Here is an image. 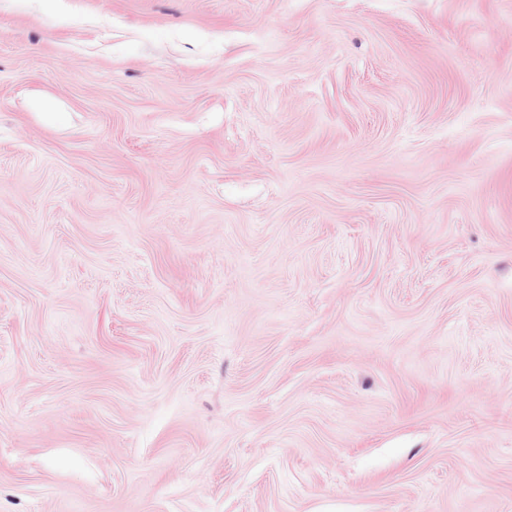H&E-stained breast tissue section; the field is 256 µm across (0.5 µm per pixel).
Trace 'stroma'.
<instances>
[{
  "instance_id": "1",
  "label": "stroma",
  "mask_w": 512,
  "mask_h": 512,
  "mask_svg": "<svg viewBox=\"0 0 512 512\" xmlns=\"http://www.w3.org/2000/svg\"><path fill=\"white\" fill-rule=\"evenodd\" d=\"M0 512H512V0H0Z\"/></svg>"
}]
</instances>
